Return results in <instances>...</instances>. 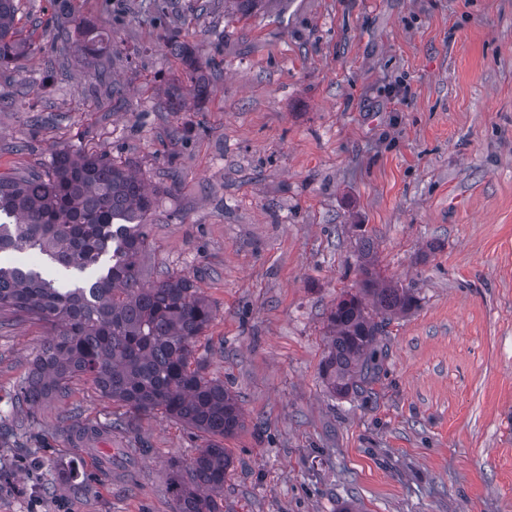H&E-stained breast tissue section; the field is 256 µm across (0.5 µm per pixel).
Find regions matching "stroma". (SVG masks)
Segmentation results:
<instances>
[{"instance_id":"35a3bbf8","label":"stroma","mask_w":512,"mask_h":512,"mask_svg":"<svg viewBox=\"0 0 512 512\" xmlns=\"http://www.w3.org/2000/svg\"><path fill=\"white\" fill-rule=\"evenodd\" d=\"M143 2L67 0L110 39L61 58L53 0H18L37 50L0 71V174L68 148L154 191L144 278L187 276L212 304L194 358L244 412L224 512H512V0H266L247 17L166 0L160 19ZM365 238L417 303L386 321L369 392L339 397L328 315L359 288ZM45 337L0 327V512H173L172 465L202 433L155 413L82 447L123 412L84 377L16 409Z\"/></svg>"}]
</instances>
